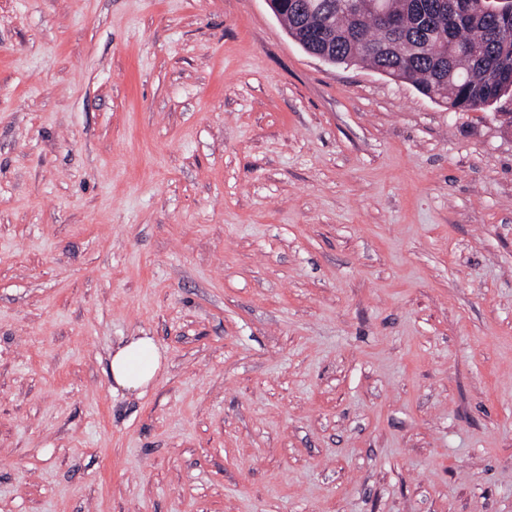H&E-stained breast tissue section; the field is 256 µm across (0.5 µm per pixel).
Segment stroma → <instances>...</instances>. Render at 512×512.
<instances>
[{"instance_id": "stroma-1", "label": "stroma", "mask_w": 512, "mask_h": 512, "mask_svg": "<svg viewBox=\"0 0 512 512\" xmlns=\"http://www.w3.org/2000/svg\"><path fill=\"white\" fill-rule=\"evenodd\" d=\"M0 512H512V121L267 0H0ZM163 367L159 346L150 336H132L113 352L109 373L115 386L130 392L147 389Z\"/></svg>"}]
</instances>
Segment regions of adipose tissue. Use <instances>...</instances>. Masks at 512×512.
<instances>
[{"label": "adipose tissue", "instance_id": "obj_1", "mask_svg": "<svg viewBox=\"0 0 512 512\" xmlns=\"http://www.w3.org/2000/svg\"><path fill=\"white\" fill-rule=\"evenodd\" d=\"M163 367V356L152 337L133 336L113 352L109 373L116 387L143 391L156 379Z\"/></svg>", "mask_w": 512, "mask_h": 512}]
</instances>
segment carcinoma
Segmentation results:
<instances>
[{"instance_id":"carcinoma-1","label":"carcinoma","mask_w":512,"mask_h":512,"mask_svg":"<svg viewBox=\"0 0 512 512\" xmlns=\"http://www.w3.org/2000/svg\"><path fill=\"white\" fill-rule=\"evenodd\" d=\"M373 0L353 17L343 0H270L288 35L332 64H365L414 85L453 112L493 106L512 95V42L481 11L448 20L442 0H378L398 31L374 15Z\"/></svg>"}]
</instances>
